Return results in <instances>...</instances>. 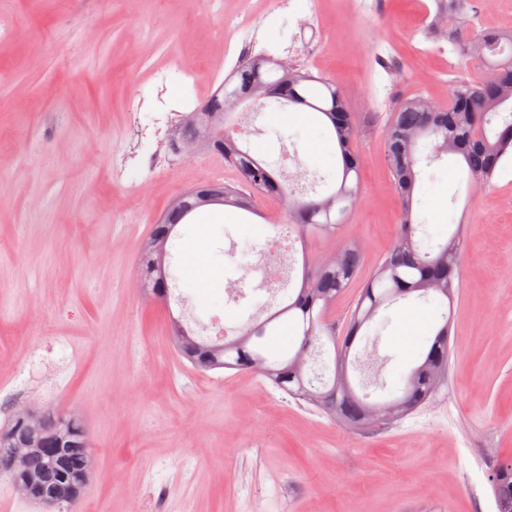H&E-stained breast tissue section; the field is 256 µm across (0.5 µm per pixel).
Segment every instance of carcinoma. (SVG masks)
I'll return each mask as SVG.
<instances>
[{
    "label": "carcinoma",
    "mask_w": 512,
    "mask_h": 512,
    "mask_svg": "<svg viewBox=\"0 0 512 512\" xmlns=\"http://www.w3.org/2000/svg\"><path fill=\"white\" fill-rule=\"evenodd\" d=\"M470 8V0H439L450 52L460 59L478 61L487 75L479 81L460 75L449 80L453 96L438 111L431 110L428 96L417 93L390 112L385 127V163L400 200L399 232L365 279L341 337H336L326 312L360 276L361 246L357 243L304 263L298 287H290L289 277L280 285V290L288 291V299L261 321L246 323L233 338L206 339L188 328L182 318L174 319L171 339L180 359L202 372H249L261 358L268 369L263 378L333 419L342 416L343 426L353 430L393 423L431 400L448 369L462 237L455 230L445 241L422 246L417 238L422 221L414 207L419 176L423 167H431L445 155H457L465 167L467 187L476 188L488 185L512 159V33H465L461 19ZM244 91L255 92L256 108L272 102L281 107L301 106L328 120L342 161L335 183L330 187L323 179H313L306 190L309 197L298 198L289 194L288 177L241 147L234 135L226 133L210 142L207 148L224 155V161L237 171L239 183L199 185L181 195L152 226L142 246L139 279L161 302L171 299L170 242L177 226L187 223L200 208L229 205L251 212L256 199L286 194L289 225L304 238L335 234L358 200L355 118L333 81L301 68L284 70L270 57L259 55L240 64L203 107L224 121V128L236 126L235 113L225 111V97ZM431 299L446 306L447 312L433 328L401 388H387L375 371L370 384L382 392L380 396L365 387L356 391L349 379L344 385L339 382L338 372H348V357L357 344L362 345L367 364L378 366L388 361L376 351L381 313L399 302ZM285 328L291 332L286 347L280 341ZM89 445L86 421L78 410L60 418L51 409L26 407L15 411L0 427V449H27L14 471L21 486L32 496L51 487L58 495L57 503L69 508L85 493L86 483L81 478L91 476ZM491 485L497 512H512L511 461L494 469Z\"/></svg>",
    "instance_id": "carcinoma-1"
}]
</instances>
